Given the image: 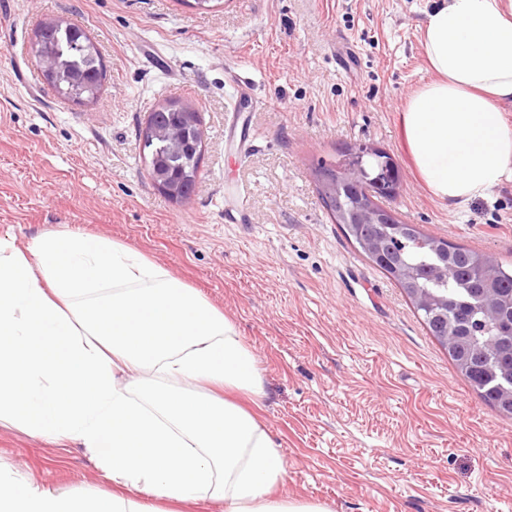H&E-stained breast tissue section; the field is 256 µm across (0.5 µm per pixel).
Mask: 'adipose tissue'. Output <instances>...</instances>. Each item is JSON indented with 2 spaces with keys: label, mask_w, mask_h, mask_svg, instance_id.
<instances>
[{
  "label": "adipose tissue",
  "mask_w": 512,
  "mask_h": 512,
  "mask_svg": "<svg viewBox=\"0 0 512 512\" xmlns=\"http://www.w3.org/2000/svg\"><path fill=\"white\" fill-rule=\"evenodd\" d=\"M433 72L401 115L416 169L440 202L512 180V0H442L421 26ZM264 394L252 351L198 290L103 236L0 237V421L94 455L109 494L77 496L0 470V512H331L272 496L286 463L226 399Z\"/></svg>",
  "instance_id": "obj_1"
}]
</instances>
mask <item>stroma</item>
I'll list each match as a JSON object with an SVG mask.
<instances>
[{"label": "stroma", "mask_w": 512, "mask_h": 512, "mask_svg": "<svg viewBox=\"0 0 512 512\" xmlns=\"http://www.w3.org/2000/svg\"><path fill=\"white\" fill-rule=\"evenodd\" d=\"M435 0H0V237L71 230L137 250L198 289L256 357L251 409L288 467L278 497L331 512H512V419L482 402L397 284L344 235L314 179L347 144L388 152L379 204L425 233L512 263V181L434 198L400 114L430 81ZM62 18L100 51L89 104L60 98L28 52ZM237 74L247 151L225 132ZM168 100L201 114L189 202L154 186L140 131ZM0 465L71 494L111 493L96 461L0 423ZM369 183L382 193H396L399 187V173L390 159H383Z\"/></svg>", "instance_id": "1"}]
</instances>
